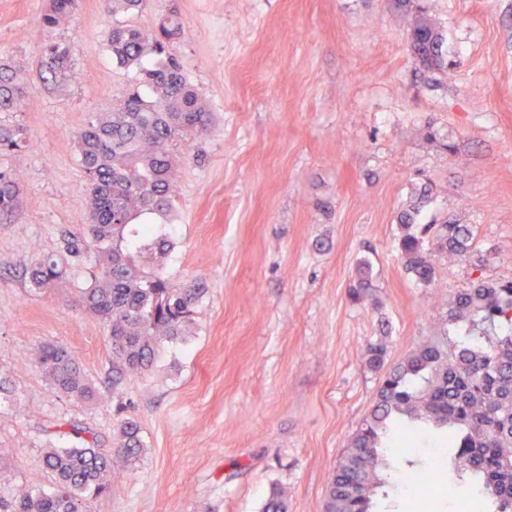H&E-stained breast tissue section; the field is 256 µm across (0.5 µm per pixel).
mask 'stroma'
I'll list each match as a JSON object with an SVG mask.
<instances>
[{"mask_svg": "<svg viewBox=\"0 0 512 512\" xmlns=\"http://www.w3.org/2000/svg\"><path fill=\"white\" fill-rule=\"evenodd\" d=\"M449 63L420 69L413 15L389 0H147L130 24L169 11L183 27L172 52L213 114L208 135L175 151L178 194L166 270L207 280L192 336L162 343L154 368L112 383L110 346L72 288L31 290L22 271L88 222L76 134L119 102L136 72L116 66L102 0H79L49 31L48 0H0V64L28 94L0 124H22L29 149L0 154L20 175L0 216V496L27 483L50 492L40 459L76 423L111 454L117 478L91 512H322L336 460L370 412L380 375L368 344L402 361L447 331L448 303L474 280L512 281V0H419ZM67 46L59 85L43 48ZM437 140H429L426 130ZM453 140L455 153L441 148ZM431 190L420 223L473 225L482 270L439 261L416 285L398 246L399 212ZM372 267L369 296L349 286ZM71 350L104 391L99 403L53 389L25 355ZM141 427L132 465L113 439L121 416ZM375 512H451L447 492L402 485Z\"/></svg>", "mask_w": 512, "mask_h": 512, "instance_id": "stroma-1", "label": "stroma"}]
</instances>
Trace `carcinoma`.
Returning a JSON list of instances; mask_svg holds the SVG:
<instances>
[{"label":"carcinoma","mask_w":512,"mask_h":512,"mask_svg":"<svg viewBox=\"0 0 512 512\" xmlns=\"http://www.w3.org/2000/svg\"><path fill=\"white\" fill-rule=\"evenodd\" d=\"M116 17L109 34L112 60L141 75L120 104L92 115L77 134L79 162L89 190V223L62 237L56 252L41 254L30 266L35 291L68 288L67 267L91 263L90 282L80 289L84 310L98 321L112 353V383L148 371L158 345L189 333L205 293L198 277L185 287L163 273L173 243V182L178 141L207 134L211 114L198 91L169 52L180 37L178 14L167 13L151 30L125 23L119 15L139 13L146 0H103ZM78 0H49L42 16L47 29L71 19ZM409 40L413 56L427 71H443L442 39L425 8H415ZM48 70L62 82L73 78L65 46L43 48ZM27 87L0 67V112H16ZM29 147L24 126H0V152ZM18 174L0 172V214L16 201ZM419 205L397 216L403 229L399 248L405 269L417 285L434 283L437 260H476L474 227L456 219L415 229ZM370 265L361 263L351 285L359 299L369 286ZM444 336L414 351L404 362L385 368L382 343L367 348L370 366L381 373L371 412L351 437L326 491L324 512H373V498L389 482L388 448L395 437L435 434L448 440V491H474L486 512H512V282L477 280L448 302ZM32 362L63 395L94 402L100 392L63 345L44 344ZM71 425L76 442L68 448L45 449L42 465L56 483L46 493L22 484L11 498L0 500V512H89L90 502L112 494V457L97 438ZM116 439L128 461L139 458V427L122 419Z\"/></svg>","instance_id":"1"}]
</instances>
